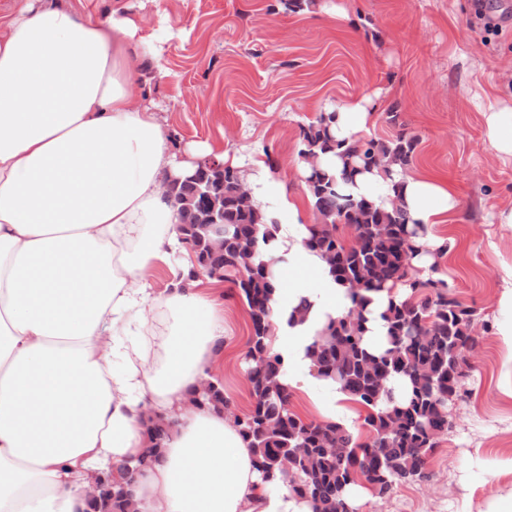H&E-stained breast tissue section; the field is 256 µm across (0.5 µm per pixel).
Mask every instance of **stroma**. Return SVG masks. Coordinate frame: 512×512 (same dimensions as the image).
I'll return each instance as SVG.
<instances>
[{
  "instance_id": "obj_1",
  "label": "stroma",
  "mask_w": 512,
  "mask_h": 512,
  "mask_svg": "<svg viewBox=\"0 0 512 512\" xmlns=\"http://www.w3.org/2000/svg\"><path fill=\"white\" fill-rule=\"evenodd\" d=\"M313 0L290 11L282 0H87L103 19L120 6L140 17L144 33L160 37V59L139 60L149 99L178 144H223L241 157L271 158L288 194L305 199L295 174L300 127L319 112L378 93L370 137L388 139L386 121L400 112L418 140L411 171L448 183L461 206L434 226L455 246L440 259L441 278L480 318L493 322L500 292L495 271L512 259V228L497 214L512 206V166L502 164L486 135L485 95L512 87V0L502 20L485 30L471 0H352L348 18ZM224 395L238 412L253 400L246 385L250 318L241 297L223 299ZM505 352L483 334L466 380L470 396L453 411L454 428L428 456L429 481L396 486L363 512H486L491 496L512 489V474L463 482L465 455L475 470L512 456V400L499 380Z\"/></svg>"
}]
</instances>
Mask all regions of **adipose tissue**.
I'll list each match as a JSON object with an SVG mask.
<instances>
[{
  "label": "adipose tissue",
  "mask_w": 512,
  "mask_h": 512,
  "mask_svg": "<svg viewBox=\"0 0 512 512\" xmlns=\"http://www.w3.org/2000/svg\"><path fill=\"white\" fill-rule=\"evenodd\" d=\"M76 3L14 0L0 16V512H87L90 475L134 461L153 421L168 434L138 476L140 512H312L263 482L230 414L194 402L222 360L218 299L192 283L150 284L159 267H191L163 183L234 160L208 142L176 148L133 66L134 55L158 57L156 38L128 15L82 18ZM375 110L369 96L337 109L336 137L368 130ZM482 115L497 158L512 164V92ZM248 183L256 205L289 219L271 242L284 259L271 338L282 381L350 425L346 394L305 348L352 310L351 294L306 247L301 204L264 162ZM403 200L410 223L428 227L460 210L423 172L406 175ZM499 278L496 334L512 366V262ZM409 293L368 292L371 349L384 346L390 302Z\"/></svg>",
  "instance_id": "ef3b65f1"
}]
</instances>
